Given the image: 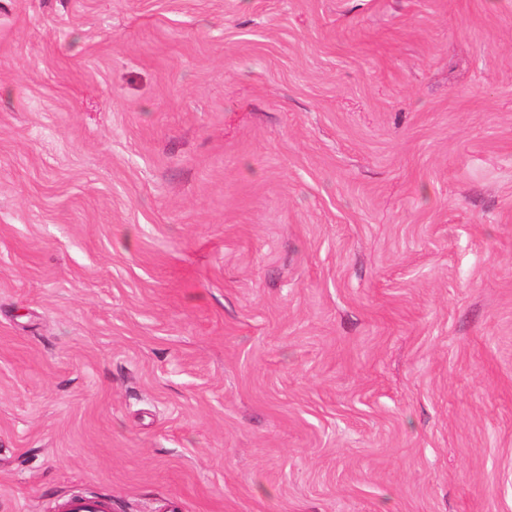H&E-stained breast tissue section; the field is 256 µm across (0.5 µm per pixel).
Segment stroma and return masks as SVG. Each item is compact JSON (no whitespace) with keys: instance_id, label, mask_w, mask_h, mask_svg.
<instances>
[{"instance_id":"stroma-1","label":"stroma","mask_w":512,"mask_h":512,"mask_svg":"<svg viewBox=\"0 0 512 512\" xmlns=\"http://www.w3.org/2000/svg\"><path fill=\"white\" fill-rule=\"evenodd\" d=\"M512 512V0H0V512ZM60 508L61 512H112V500L107 497L72 496Z\"/></svg>"}]
</instances>
